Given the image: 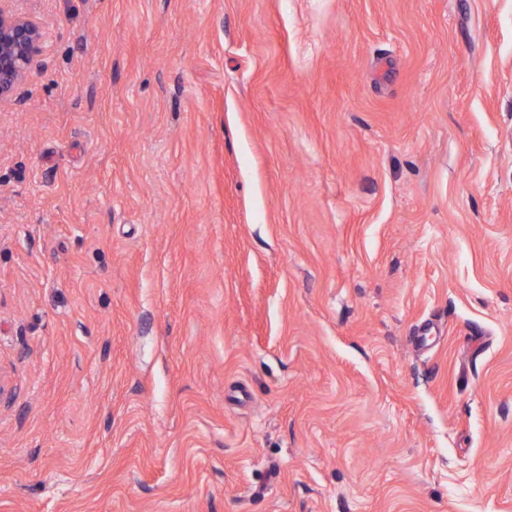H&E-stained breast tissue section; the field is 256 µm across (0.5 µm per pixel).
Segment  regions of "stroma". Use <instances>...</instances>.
<instances>
[{
    "mask_svg": "<svg viewBox=\"0 0 512 512\" xmlns=\"http://www.w3.org/2000/svg\"><path fill=\"white\" fill-rule=\"evenodd\" d=\"M0 512H512V0H14ZM0 1V104L17 94L27 71L41 52V29Z\"/></svg>",
    "mask_w": 512,
    "mask_h": 512,
    "instance_id": "1",
    "label": "stroma"
}]
</instances>
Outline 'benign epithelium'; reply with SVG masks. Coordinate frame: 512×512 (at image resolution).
<instances>
[{
	"label": "benign epithelium",
	"mask_w": 512,
	"mask_h": 512,
	"mask_svg": "<svg viewBox=\"0 0 512 512\" xmlns=\"http://www.w3.org/2000/svg\"><path fill=\"white\" fill-rule=\"evenodd\" d=\"M41 29L0 0V104L17 94L27 71L41 52Z\"/></svg>",
	"instance_id": "obj_1"
}]
</instances>
